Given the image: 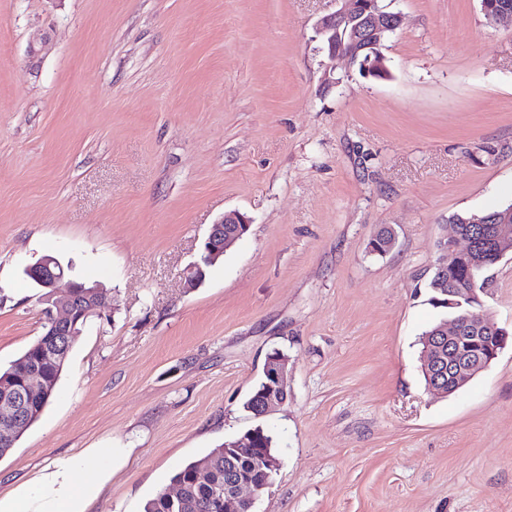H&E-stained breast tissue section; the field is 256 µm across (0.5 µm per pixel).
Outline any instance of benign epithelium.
Returning <instances> with one entry per match:
<instances>
[{
	"label": "benign epithelium",
	"instance_id": "obj_1",
	"mask_svg": "<svg viewBox=\"0 0 512 512\" xmlns=\"http://www.w3.org/2000/svg\"><path fill=\"white\" fill-rule=\"evenodd\" d=\"M336 12L322 17L317 32L323 37L329 60L344 56L339 45L342 34L347 32L352 43L359 46L363 58L359 61L361 74L366 77L388 75L389 69L380 45L388 35L396 32L402 22L397 12L380 6V0H341ZM245 215L234 212L224 215L210 228L204 240L199 260L183 273L184 286L196 287L205 276V267L213 265L224 251L240 236L242 228L249 226ZM486 232L490 240V251L477 249L475 239L466 230L454 226V235L439 242V257L436 268L440 269L460 257L470 259V268L486 272L507 253L512 252V224L504 220L488 225ZM24 273L42 289L40 302L44 305L43 323L47 344L45 355L63 365L70 342L80 336L86 323L97 318L106 320L112 313V298L98 285L67 279V270L54 256L46 255L27 266ZM487 279L478 282L473 275L466 277L465 286L452 289L454 300L450 305L458 310L451 325L443 324L435 331L433 343L423 353V369L428 374V389L442 394H453L463 388L477 374L486 369L507 346V330L489 322L469 307L471 299L483 291ZM479 322L482 332L492 335L495 345L486 354L474 357L460 346L462 337L469 332L472 322ZM448 348V359H443V348ZM288 357L269 355L263 367L266 382L256 406V415L264 417L272 409L288 399ZM448 379V390H443L441 378ZM50 390L44 383L40 369L34 365L26 367L20 375L0 379V439L10 442L21 430L24 416L30 415L32 405L49 399ZM252 441L243 438L224 445V512H246L257 497L261 487L252 479L251 471L257 468L274 471L277 459L264 456L258 461L240 463V449L249 448Z\"/></svg>",
	"mask_w": 512,
	"mask_h": 512
}]
</instances>
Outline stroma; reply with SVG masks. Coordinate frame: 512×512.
Wrapping results in <instances>:
<instances>
[{
    "label": "stroma",
    "instance_id": "1",
    "mask_svg": "<svg viewBox=\"0 0 512 512\" xmlns=\"http://www.w3.org/2000/svg\"><path fill=\"white\" fill-rule=\"evenodd\" d=\"M385 4L403 22L375 79L321 50L337 0H0V367L42 333L43 256L113 304L0 493L129 448L92 509L143 512L261 422L279 467L252 512H512V346L447 397L420 371L450 217L512 205V20ZM232 211L248 233L184 288ZM487 276L511 332L512 255ZM275 349L288 399L259 421L242 403Z\"/></svg>",
    "mask_w": 512,
    "mask_h": 512
}]
</instances>
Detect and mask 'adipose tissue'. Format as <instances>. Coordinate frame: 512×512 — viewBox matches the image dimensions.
I'll return each instance as SVG.
<instances>
[{
    "label": "adipose tissue",
    "mask_w": 512,
    "mask_h": 512,
    "mask_svg": "<svg viewBox=\"0 0 512 512\" xmlns=\"http://www.w3.org/2000/svg\"><path fill=\"white\" fill-rule=\"evenodd\" d=\"M104 455L93 476L76 484L75 475L85 459ZM129 450L113 452L84 449L81 454H63L51 459L38 474L0 493V512H90L92 504L111 480L116 467L125 464Z\"/></svg>",
    "instance_id": "adipose-tissue-1"
}]
</instances>
